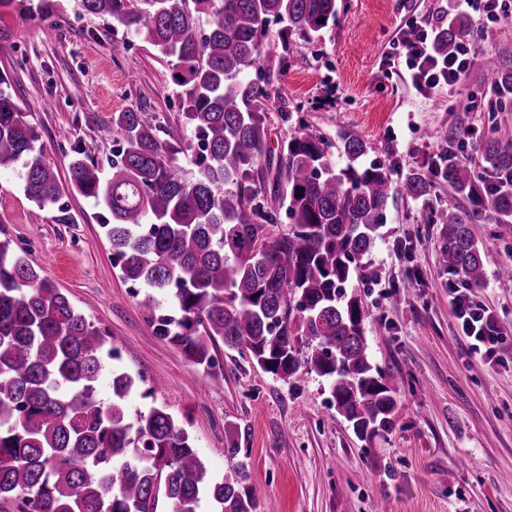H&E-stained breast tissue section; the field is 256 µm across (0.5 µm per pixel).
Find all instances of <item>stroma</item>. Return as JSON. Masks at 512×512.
Here are the masks:
<instances>
[{
    "instance_id": "stroma-1",
    "label": "stroma",
    "mask_w": 512,
    "mask_h": 512,
    "mask_svg": "<svg viewBox=\"0 0 512 512\" xmlns=\"http://www.w3.org/2000/svg\"><path fill=\"white\" fill-rule=\"evenodd\" d=\"M39 0L0 8V74L5 75L40 145L59 174L74 149L109 170L111 117L146 106L164 139L193 141L182 116L181 90L166 58L116 22L87 14L77 0ZM442 0H339L340 20L310 42L292 40L287 59H266L288 89L287 112L269 106L271 142L298 125L338 143L361 137L368 159L402 176L433 151L455 119L461 95L478 108L463 117L474 135L490 128L512 135V105L490 111L485 58L512 64V0H504L460 84L428 96L405 77L393 42L411 22L429 23ZM448 187L426 201L395 197L359 280L369 353L398 385L399 410L387 440L360 442L330 408L325 382L307 368L284 381L237 352L219 348L223 376H207L173 344L156 335L145 311L146 288H134L101 227L93 201L63 190L39 208L17 172L0 171V229L23 248L72 305L112 338L120 361L106 360L99 392L109 399L110 373L143 375L128 400L130 413L162 406L191 434L198 453L223 474L227 424L242 432L248 474L279 512H512V235L496 224L475 232L484 252L485 281L475 296L504 332L498 361L469 351L448 302V270L439 251L440 227L429 211L456 204Z\"/></svg>"
}]
</instances>
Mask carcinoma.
I'll use <instances>...</instances> for the list:
<instances>
[{
  "instance_id": "cac0c4a2",
  "label": "carcinoma",
  "mask_w": 512,
  "mask_h": 512,
  "mask_svg": "<svg viewBox=\"0 0 512 512\" xmlns=\"http://www.w3.org/2000/svg\"><path fill=\"white\" fill-rule=\"evenodd\" d=\"M93 15L144 37L170 59L184 115L203 139L193 172L177 155L191 146L161 140L148 110L112 113L119 144L102 175L84 152L68 167L70 190L107 213L106 236L127 281L167 296L177 322L154 315L156 333L186 360L214 374L216 342L248 355L282 380L305 365L323 378L336 412L366 443L387 439L398 411L397 387L368 354L358 281L394 195L427 199L444 183L467 205L425 218L441 225L448 275L470 288L485 280L473 225L488 211L512 230V137L495 129L476 156L459 157L469 130L458 97L455 129L437 151L400 180L365 160L363 140L335 146L294 131L270 146L262 101L288 102L263 71L268 25L280 59L290 39L311 41L339 20L338 0H79ZM210 17L200 36V15ZM480 27L463 14L438 26L433 53L443 58ZM495 102L512 98V66L489 61ZM0 76V170H18L28 198L44 209L62 191L57 168L37 147L38 128ZM290 223L279 230L281 213ZM262 243V250L251 246ZM104 334L77 312L41 266L0 237V512H258L239 429L228 426L224 477L216 478L182 424L163 407L130 415L136 387L112 374V396L98 395Z\"/></svg>"
}]
</instances>
